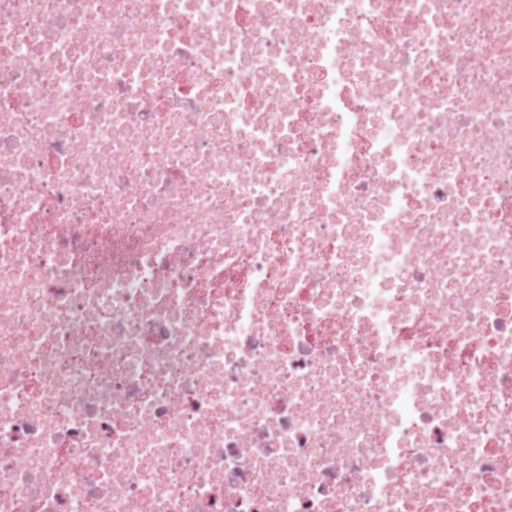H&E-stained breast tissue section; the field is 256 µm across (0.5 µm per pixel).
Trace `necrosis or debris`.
<instances>
[{
  "instance_id": "4bbe7bcc",
  "label": "necrosis or debris",
  "mask_w": 512,
  "mask_h": 512,
  "mask_svg": "<svg viewBox=\"0 0 512 512\" xmlns=\"http://www.w3.org/2000/svg\"><path fill=\"white\" fill-rule=\"evenodd\" d=\"M0 512H512V0H0Z\"/></svg>"
}]
</instances>
